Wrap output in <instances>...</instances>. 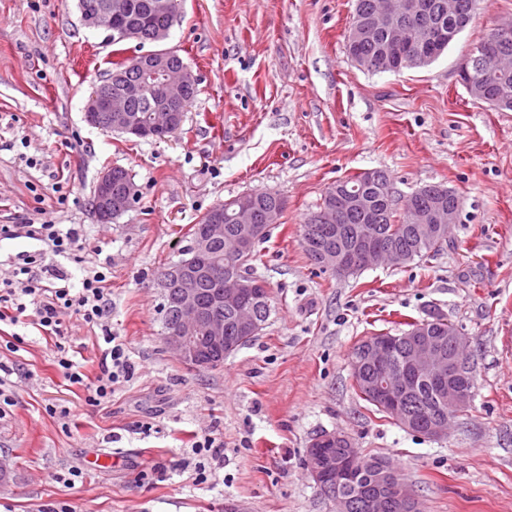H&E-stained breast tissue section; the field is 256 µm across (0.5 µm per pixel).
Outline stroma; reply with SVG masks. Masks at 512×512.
<instances>
[{
    "mask_svg": "<svg viewBox=\"0 0 512 512\" xmlns=\"http://www.w3.org/2000/svg\"><path fill=\"white\" fill-rule=\"evenodd\" d=\"M354 0H182L168 46L199 79L181 130L165 141L89 125L84 106L111 69L103 30L77 0H0V225L64 224L78 260L20 237L0 241V281L14 259L79 283L109 263L105 326L73 313L61 333L25 327L13 400L0 417V512H334L303 466L312 440L347 435L392 461L424 512H512V112L474 100L459 67L512 0H479L472 22L428 66L361 69L346 50ZM140 190L112 223L92 208L108 167ZM385 170L396 196L441 184L460 211L438 255L338 278L317 272L301 226L336 180ZM285 209L260 244L273 295L261 331L217 370H192L161 340L160 270L192 224L244 193ZM440 314L470 336L473 399L446 437L406 432L353 387L361 339L398 335ZM110 327L133 370L110 402L90 406L68 383L59 347L88 377ZM66 406L67 418L46 405ZM224 445L223 468L199 480L192 444Z\"/></svg>",
    "mask_w": 512,
    "mask_h": 512,
    "instance_id": "obj_1",
    "label": "stroma"
}]
</instances>
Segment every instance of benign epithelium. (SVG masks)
<instances>
[{"label":"benign epithelium","mask_w":512,"mask_h":512,"mask_svg":"<svg viewBox=\"0 0 512 512\" xmlns=\"http://www.w3.org/2000/svg\"><path fill=\"white\" fill-rule=\"evenodd\" d=\"M173 0H152L149 10L158 21L153 42L160 48L133 57V65L143 73V80L136 86L135 92L153 101L152 121L144 124L141 117L130 111L126 95L108 94L101 87H92L85 105V117L93 112H101L106 129L119 131L126 135L143 138L147 134L163 135L182 125L190 91L198 82L193 71L183 62L174 60L176 50L164 48L168 39V30L178 16L172 9ZM410 5L405 0H381L378 5L376 23L397 35L399 20ZM84 27L104 30L117 41L140 39L139 30L112 15V2L104 0L81 13ZM512 33V22L500 24L494 33L478 46V55L474 69L463 65L460 77L472 96L482 95L481 70L485 63L497 55L498 37ZM95 196L99 205L96 215L104 224H110L115 217L134 206L139 200V190L132 180H127L120 189L112 186V170L103 172L95 187ZM434 205L428 210H416L410 204L404 208L415 224L420 238L429 240L438 237L446 240L448 228L455 223L460 206L448 208L446 192L432 193ZM370 200L360 194L336 190V206L322 210L315 220V226L307 229L310 239L319 236L331 241L344 232L341 224L343 213L351 210L366 212L370 210ZM282 208L267 209L262 216L256 211L249 197H243L237 203L233 222L237 230L229 260L250 250L252 244L267 233L271 226L279 223ZM224 213L218 210L210 221L200 225L193 243L195 256L209 253L213 243L224 240ZM316 263L324 270L338 277H346L356 268H373L382 264L403 265L409 257L394 250H385L372 237L370 228L361 232L359 246L348 254H338L326 246L318 247L315 252ZM207 278L224 283L218 299L209 307L202 305L199 299L197 283ZM157 283L167 307L173 310L179 320L162 332L166 349L182 364L195 369H213L221 366L222 358L229 355L236 344L224 339V305H238L247 299H264L270 293L267 284L256 282L247 275L224 279L221 268L217 266L192 263L171 264L157 276ZM239 331L254 335L260 323L253 308H243L237 318ZM470 337L456 332L448 339L434 335L427 326L415 327L403 336L393 340L380 337L366 343L358 366L370 365L376 373L373 385L377 403L387 413L402 422L403 427L411 429L418 424L426 426L428 436L439 438L446 435L448 426L445 418L438 413H427L423 418H415L404 410V402L412 393L410 377L413 375H432L441 390L442 398L448 400V414L465 407L472 397L473 367L470 361L462 359L461 351L468 350ZM452 351H446V346ZM212 350L219 353L218 359H204L203 352ZM342 441L347 447L339 449L334 456L326 445ZM304 466L316 486L334 503L336 512H353L355 504L351 498L340 494L337 488L354 475L366 470L365 460L354 448L352 440L339 432H325L306 449ZM381 491L364 498V512H420L419 500L399 471L391 466L377 469Z\"/></svg>","instance_id":"obj_1"}]
</instances>
